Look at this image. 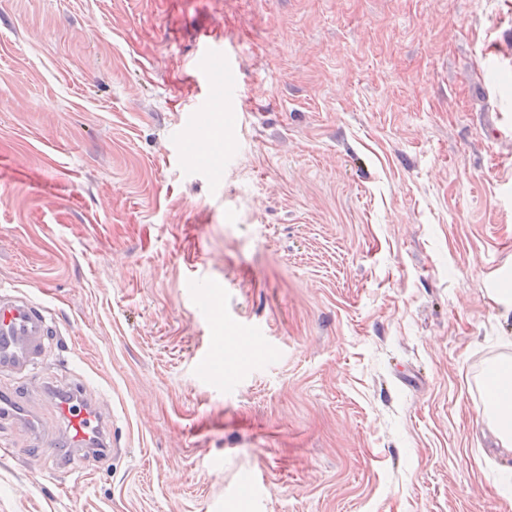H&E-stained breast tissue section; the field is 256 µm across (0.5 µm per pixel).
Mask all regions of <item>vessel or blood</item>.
<instances>
[{
    "label": "vessel or blood",
    "mask_w": 512,
    "mask_h": 512,
    "mask_svg": "<svg viewBox=\"0 0 512 512\" xmlns=\"http://www.w3.org/2000/svg\"><path fill=\"white\" fill-rule=\"evenodd\" d=\"M191 78L201 87L206 105L195 107L190 115L194 146L179 153L184 168L201 167L202 147L220 141L210 115V103L224 106V121L236 119L235 102L239 98L238 68L223 49L209 48L194 65ZM60 329L44 305L27 297L0 293V379L22 382L36 380L47 345L59 336ZM44 389L54 394L64 437L58 443L56 467L77 471L83 459L94 452L112 450V422L96 399L81 386H64L47 381Z\"/></svg>",
    "instance_id": "obj_1"
}]
</instances>
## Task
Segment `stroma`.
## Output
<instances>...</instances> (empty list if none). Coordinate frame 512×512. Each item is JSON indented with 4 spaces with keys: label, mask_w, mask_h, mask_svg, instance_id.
I'll use <instances>...</instances> for the list:
<instances>
[{
    "label": "stroma",
    "mask_w": 512,
    "mask_h": 512,
    "mask_svg": "<svg viewBox=\"0 0 512 512\" xmlns=\"http://www.w3.org/2000/svg\"><path fill=\"white\" fill-rule=\"evenodd\" d=\"M203 33L242 109L185 170ZM0 288L117 447L61 475L29 388L0 512H512V0H0ZM504 396L509 399L506 411L502 418L495 417L493 426L500 433L504 448L512 451V380L503 385ZM505 416L507 417L505 419Z\"/></svg>",
    "instance_id": "35a3bbf8"
}]
</instances>
